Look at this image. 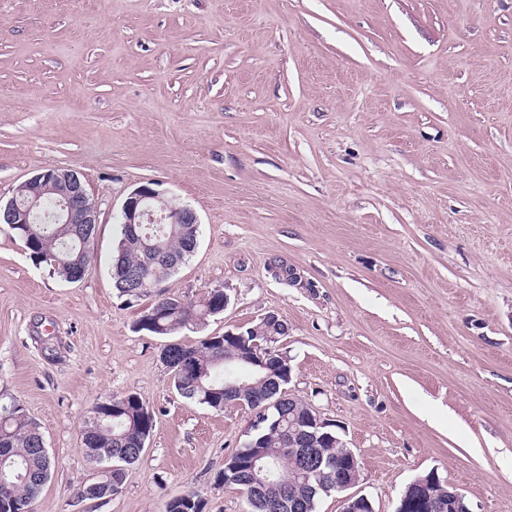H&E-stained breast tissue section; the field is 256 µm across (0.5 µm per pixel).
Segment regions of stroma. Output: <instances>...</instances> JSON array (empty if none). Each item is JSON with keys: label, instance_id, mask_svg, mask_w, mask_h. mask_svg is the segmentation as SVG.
Masks as SVG:
<instances>
[{"label": "stroma", "instance_id": "35a3bbf8", "mask_svg": "<svg viewBox=\"0 0 512 512\" xmlns=\"http://www.w3.org/2000/svg\"><path fill=\"white\" fill-rule=\"evenodd\" d=\"M48 166L99 209L68 283L0 224V397L55 461L32 512H248L214 474L254 413L183 398L152 297L112 284L127 194L158 183L201 221L164 293L231 303L177 341L269 312L287 391L394 512L437 471L472 512H512V0H0V197ZM154 416L121 491L76 502L100 398ZM203 498L194 491L174 496L166 504L165 512H204Z\"/></svg>", "mask_w": 512, "mask_h": 512}]
</instances>
